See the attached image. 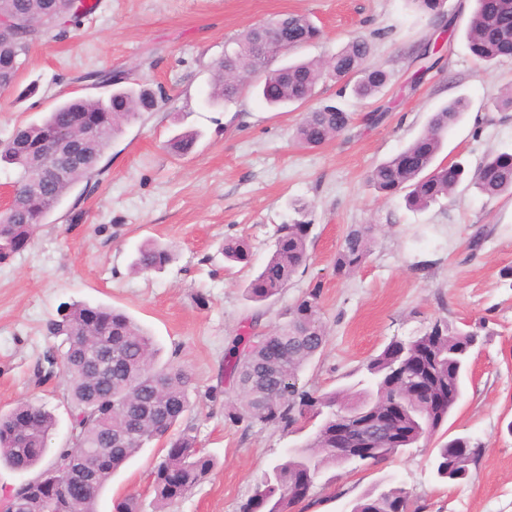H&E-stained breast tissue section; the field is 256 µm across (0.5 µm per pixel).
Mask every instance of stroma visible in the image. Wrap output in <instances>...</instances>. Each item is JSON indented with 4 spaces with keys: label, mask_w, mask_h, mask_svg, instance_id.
I'll list each match as a JSON object with an SVG mask.
<instances>
[{
    "label": "stroma",
    "mask_w": 512,
    "mask_h": 512,
    "mask_svg": "<svg viewBox=\"0 0 512 512\" xmlns=\"http://www.w3.org/2000/svg\"><path fill=\"white\" fill-rule=\"evenodd\" d=\"M81 25L31 46L14 88L0 94V139L39 121L61 101L108 96V85L86 81L109 71L161 95L156 111L123 125L102 170L76 188L40 225L30 245L0 263V414L29 401L54 410L52 447L67 443L72 406L64 378L35 387L37 359L55 339L47 323L60 303L105 304L126 311L153 335L162 360L184 364L193 377L186 418L213 471L167 512H238L270 464L303 445L318 423L283 430L225 416L234 394L224 362L234 343L271 332L313 286L327 329L323 350L302 370L299 385L326 393L352 387L369 358L394 338L421 334L433 321L477 328L483 338L470 360L462 398L448 419L449 436H467L482 453L463 484L433 471V444L421 443L379 463L327 466L304 512H350L365 491L400 486L410 512H512V196L489 202L459 186L424 210L380 196L369 172L400 152L431 114L462 97L469 108L445 139L442 164L474 169L489 152H512V108L498 107L512 87V57L487 66L471 53L466 28L474 0H443L441 13L420 14L409 0H92ZM303 14L320 29L313 43L273 58L330 56L356 35L371 61L392 74L376 97L357 100L326 78L312 106L333 103L352 116L347 131L307 148L293 137L303 107L269 109L251 93L230 103L207 99L213 62L246 28L283 14ZM451 35L429 68L413 53ZM383 113L379 122L370 113ZM198 132L184 153L168 140ZM305 204L312 222L310 259L278 297L251 301L246 286L265 263L280 225ZM371 224L375 242L366 262L337 274L336 253L351 226ZM479 247H471L475 234ZM249 246L251 263L228 264L225 239ZM173 249L159 272L131 269L139 245ZM224 396L212 400L211 390ZM164 454L160 442L142 448L116 471L98 512L137 495L154 512L150 473Z\"/></svg>",
    "instance_id": "obj_1"
}]
</instances>
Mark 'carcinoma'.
Returning a JSON list of instances; mask_svg holds the SVG:
<instances>
[{"mask_svg":"<svg viewBox=\"0 0 512 512\" xmlns=\"http://www.w3.org/2000/svg\"><path fill=\"white\" fill-rule=\"evenodd\" d=\"M87 13L82 0H0V17L12 22L13 31L0 38V85L12 86L18 79L30 46L51 31ZM275 40L298 48L315 40L318 28L304 15L278 17L265 24ZM473 55L491 64L512 56V0H499L490 15L483 0L467 26ZM235 49L216 59L208 99L231 102L246 89L243 80L264 73L259 94L273 108L301 105L313 96L325 74L337 79L358 74L353 93L366 99L380 93L391 74L369 62L370 45L353 38L325 61L303 60L276 70L268 69L270 57L264 48L262 29L251 27L233 42ZM159 106L155 94L145 88H118L108 98H77L58 104L44 118L32 122L9 138L0 140V164L14 169L19 193L13 207L0 215V263L15 255V245L31 239L39 224L81 182L101 171L100 162L122 125ZM467 109L465 99H455L432 114L426 130L398 154L376 166L369 183L383 196L404 195L413 209H424L452 196L468 180L479 195L496 200L512 196V152L486 156L470 174L461 165L435 164L448 130ZM349 113L334 105L306 112L296 129L298 142L306 147L325 143L348 129ZM68 129L81 140L84 162L62 177L45 181L39 166L55 136ZM197 134L187 132L172 138L167 148L189 149ZM311 224H282L276 230L274 248L265 264L250 280L248 298L262 303L281 294L291 278L306 264ZM374 228L356 225L347 232L336 253V273L359 268L372 251ZM224 258L249 264L246 245L239 240L224 243ZM168 249L152 244L137 251L132 266L141 272L161 271L170 262ZM285 321L272 332L255 336L243 348L233 349L224 371L235 382L236 401L227 418L234 423L260 422L288 428L307 416L322 420L312 438L288 450L265 473L238 512H294L311 496L322 468L336 464V412L379 418L400 408L390 421L387 434L376 437L368 457L386 460L402 448L435 442L433 459L437 479L459 484L470 477L471 465L481 454L479 443L468 437L436 441L448 415L461 398L476 332L452 327L436 320L421 336L393 339L365 366L366 377L352 388L315 395L299 386V374L326 343L321 317L320 290L314 286L289 307ZM49 333L62 337L38 362L34 376L45 380L59 373L67 380L73 406L70 427L73 439L63 448L49 447L57 426L54 413L43 405L22 402L0 415V464L26 472L38 467L46 456L49 465L63 468L80 453L93 452L105 444L107 431L123 439L112 449V459L100 463L91 484L74 483L54 492L55 512H97L99 495L122 465L146 445L166 441L163 459L151 472L156 512L184 498L211 472L213 461L197 447L193 428L181 426L191 411V373L182 365L158 361L154 338L126 314L107 306L84 302L62 303L48 323ZM92 349L112 351V377L98 378L87 369L83 355ZM414 366L423 369L430 392L423 397L411 389L396 390L393 375ZM19 512H45L47 494L32 488L17 491ZM410 499L402 487H391L362 495L352 512H409Z\"/></svg>","mask_w":512,"mask_h":512,"instance_id":"obj_1","label":"carcinoma"}]
</instances>
